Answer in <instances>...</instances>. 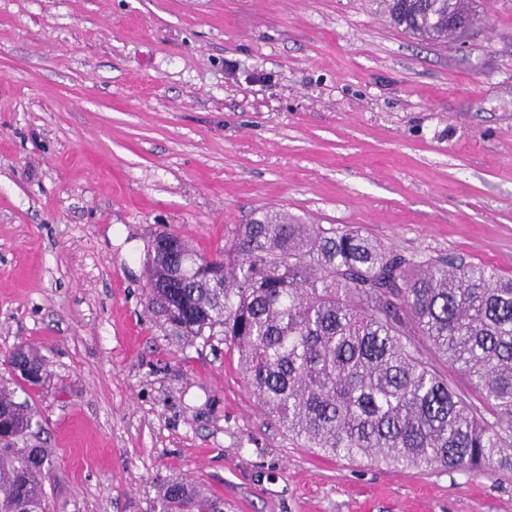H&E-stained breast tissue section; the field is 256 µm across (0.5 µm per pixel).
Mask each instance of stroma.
Listing matches in <instances>:
<instances>
[{
	"instance_id": "obj_1",
	"label": "stroma",
	"mask_w": 512,
	"mask_h": 512,
	"mask_svg": "<svg viewBox=\"0 0 512 512\" xmlns=\"http://www.w3.org/2000/svg\"><path fill=\"white\" fill-rule=\"evenodd\" d=\"M445 43L384 0H0V379L37 346L49 512H512V465L324 458L246 389L223 337L146 311L152 238L203 254L280 209L405 256L512 276V0ZM155 512H224V500L183 479H163L158 485Z\"/></svg>"
}]
</instances>
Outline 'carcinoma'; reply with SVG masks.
Returning a JSON list of instances; mask_svg holds the SVG:
<instances>
[{"label": "carcinoma", "mask_w": 512, "mask_h": 512, "mask_svg": "<svg viewBox=\"0 0 512 512\" xmlns=\"http://www.w3.org/2000/svg\"><path fill=\"white\" fill-rule=\"evenodd\" d=\"M408 32L445 41L470 0H387ZM146 307L186 346L221 335L258 405L329 458L485 474L512 449V277L487 265L418 259L351 230L272 211L241 224L211 256L179 234L156 236ZM478 391L493 420L427 360L423 346ZM0 382V512H48L47 448L17 446L41 389L39 350L9 353ZM155 512H224L183 479L158 485Z\"/></svg>", "instance_id": "cac0c4a2"}]
</instances>
